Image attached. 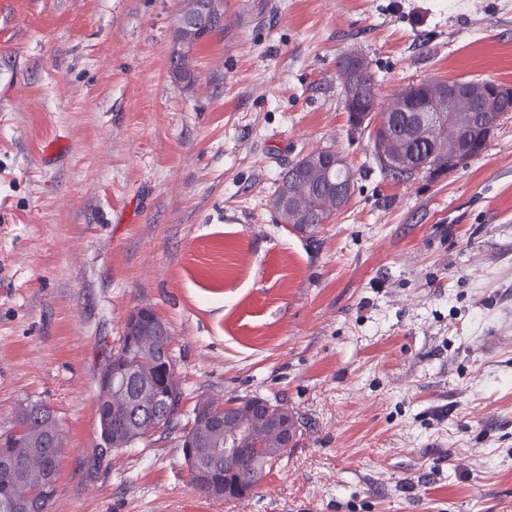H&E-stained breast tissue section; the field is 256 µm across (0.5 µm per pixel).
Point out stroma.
<instances>
[{
	"label": "stroma",
	"instance_id": "obj_1",
	"mask_svg": "<svg viewBox=\"0 0 512 512\" xmlns=\"http://www.w3.org/2000/svg\"><path fill=\"white\" fill-rule=\"evenodd\" d=\"M0 42V433L63 436L50 512H512V112L440 179L352 132L338 62L380 103L427 79L512 88V0H224L169 55L180 0H19ZM68 140L44 164L45 144ZM333 149L349 206L300 232L283 171ZM166 322L177 429L100 451L99 372L130 312ZM288 407L298 442L234 501L190 483L201 396Z\"/></svg>",
	"mask_w": 512,
	"mask_h": 512
}]
</instances>
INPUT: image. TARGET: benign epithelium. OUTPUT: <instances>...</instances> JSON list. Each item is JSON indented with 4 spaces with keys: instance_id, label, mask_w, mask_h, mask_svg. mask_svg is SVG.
Segmentation results:
<instances>
[{
    "instance_id": "1",
    "label": "benign epithelium",
    "mask_w": 512,
    "mask_h": 512,
    "mask_svg": "<svg viewBox=\"0 0 512 512\" xmlns=\"http://www.w3.org/2000/svg\"><path fill=\"white\" fill-rule=\"evenodd\" d=\"M224 14V0H198V13L194 17L180 15L178 29H200L206 19ZM369 63L362 57L345 64L341 84L350 124L355 130H368L375 156L386 172L404 176L416 165L438 178L471 158L480 155L488 138L497 127L502 113L501 103L512 98V90L481 79L426 80L405 87L391 107L401 112L412 130H420L424 138L412 137L418 145L414 150L388 149L391 138L388 119H374L377 105H367L364 100L363 78ZM476 100L481 110L464 120V126L454 131L452 146L440 145L439 132L446 128L447 114L459 111L465 101ZM345 166L342 155L333 150L313 151L303 155L288 184L276 202L283 214L297 211L303 217L302 200L305 198L301 179L307 173L324 174ZM336 210L347 207L350 200L351 181L340 180L333 187ZM121 347L114 349L112 359L102 368L98 378L96 404L98 414L112 422V435L104 436L102 447L125 448L133 440L148 438L166 430L172 414L179 411L181 403L174 401L180 394L177 367L169 352V332L165 322L151 309L140 307L127 318ZM248 409L250 416L266 423L269 439L260 448L261 458L275 461L290 448L297 436V425L290 419L272 413L271 403L263 398L234 401L220 405L215 411L211 400H197V413L208 414L199 431L182 437V448L191 475L201 482L209 477L216 463L224 469L243 471L246 479L236 484L224 495L245 496L264 480V471L250 461L249 429L239 421L240 410ZM44 492L56 491V471L53 459L46 457L42 464Z\"/></svg>"
}]
</instances>
